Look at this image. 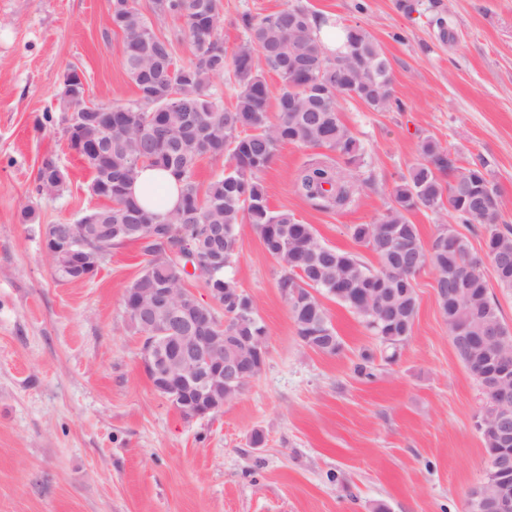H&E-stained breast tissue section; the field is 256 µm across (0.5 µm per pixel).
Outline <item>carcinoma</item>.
<instances>
[{"label": "carcinoma", "mask_w": 512, "mask_h": 512, "mask_svg": "<svg viewBox=\"0 0 512 512\" xmlns=\"http://www.w3.org/2000/svg\"><path fill=\"white\" fill-rule=\"evenodd\" d=\"M432 23L438 36L453 38V19L431 0ZM223 0H110L107 27L124 33V68L138 90L129 106L112 107V179L103 168L85 162L91 181L112 182V203L98 209L105 224H152L149 240L141 235L148 277L154 264L172 261L197 242L199 225H224V265L214 279L224 288L222 307L214 311L226 336H266L257 312H244L235 302L247 293L226 269L235 261L238 226L250 224L265 251L283 267L278 288L285 299L297 335L311 350L336 355L343 341L332 325L323 299H334L356 314L393 362L411 335L418 311L415 275L429 265L435 272L434 290L448 331L455 317L465 319L470 344L452 345L469 370L473 351L490 320L501 322L499 306L489 292L481 259L456 224H477L483 237L491 273L499 287L512 291V229L499 220L502 198L482 168L464 167L457 154L432 137L419 143L418 161L396 178L385 211L370 224L351 227L353 241L367 248L377 266L354 251L325 244L311 224L287 210L268 205L259 173L285 144L318 149L296 181L301 196L317 208L345 205L359 188L354 171L363 160L359 139L341 120V101L357 97L377 112L398 106L388 58L364 27L344 25L343 44L332 50L320 35L329 19L312 14L301 3L240 21L246 38L228 51L219 46ZM182 21L167 36L153 20ZM185 43L190 59L179 64L176 44ZM280 79L271 96L266 74ZM235 86V99L219 104L211 92L217 76ZM227 156L224 173L199 192L195 172L205 157ZM343 166H338V163ZM165 168L181 184V202L164 219L146 211L129 195L128 183L138 166ZM422 209L446 210L448 222L424 242L409 216ZM465 280L472 294L460 301L455 293ZM196 280L185 268L172 267L171 287L184 294Z\"/></svg>", "instance_id": "obj_1"}]
</instances>
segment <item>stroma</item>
Listing matches in <instances>:
<instances>
[{
	"label": "stroma",
	"instance_id": "1",
	"mask_svg": "<svg viewBox=\"0 0 512 512\" xmlns=\"http://www.w3.org/2000/svg\"><path fill=\"white\" fill-rule=\"evenodd\" d=\"M288 0H224L222 36H246L244 13ZM313 13L367 28L389 59L402 110L344 101L341 118L365 149L371 178L341 209L319 210L295 190L309 149L283 146L261 180L272 209L355 250V224L385 210L394 177L430 136L462 165H484L512 228V0H440L454 39L429 11L397 0H301ZM109 0H0V512H469L486 451L484 402L456 354L431 268L417 273L418 313L396 362L360 318L325 300L344 347L336 356L297 337L278 288L279 262L251 225L239 228L230 273L268 329L261 374L222 413L193 421L153 389L123 294L146 264L141 246L113 248L86 282H61L42 248L44 225L78 221L102 201L68 148L62 77L80 71L96 105L134 103L124 35L107 29ZM51 113L52 122L42 120ZM65 183L37 190L43 158ZM378 368L354 371L363 351ZM261 445H253V433Z\"/></svg>",
	"mask_w": 512,
	"mask_h": 512
}]
</instances>
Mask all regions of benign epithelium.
Listing matches in <instances>:
<instances>
[{
    "mask_svg": "<svg viewBox=\"0 0 512 512\" xmlns=\"http://www.w3.org/2000/svg\"><path fill=\"white\" fill-rule=\"evenodd\" d=\"M86 95L82 75L75 71L63 77L62 101L71 107L76 99ZM98 108L88 105L84 112H71L70 124L76 127L97 122ZM99 216L88 212L76 224L79 233L63 239L58 229L47 224L43 229L45 252L56 260L66 278L78 281L90 279L111 252L112 238L125 228L116 226L101 229ZM186 269L200 275L198 282L204 288L205 298L195 292L174 297L171 289L159 283L152 288L136 285L123 295L124 310L132 326L147 328L165 317L166 324L182 326V336H155L149 349L140 356L143 371L151 376L154 390L164 397L186 421L214 416L224 411V384L239 390L253 374L246 371L239 356L230 353L224 357V336L212 319V310L220 308L218 297L224 289L213 288L206 282L207 270L224 264L216 251L203 260L196 252L183 256ZM476 366L487 380L488 410L477 416V426L495 434L501 448L487 456L486 470L490 478L479 485L481 512H512V351L501 346L481 351Z\"/></svg>",
    "mask_w": 512,
    "mask_h": 512,
    "instance_id": "1",
    "label": "benign epithelium"
}]
</instances>
